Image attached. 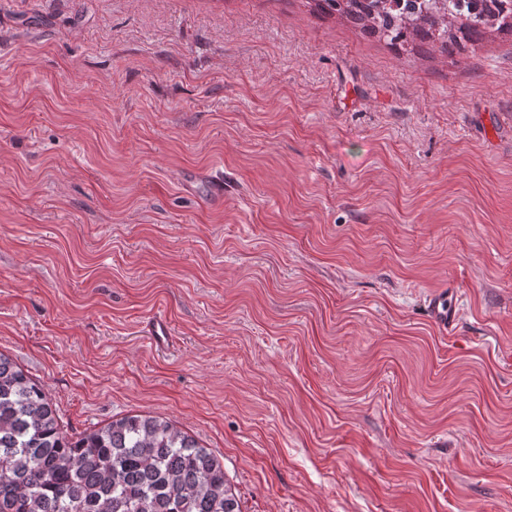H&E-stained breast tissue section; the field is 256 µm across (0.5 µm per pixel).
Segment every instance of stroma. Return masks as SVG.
I'll return each instance as SVG.
<instances>
[{
  "mask_svg": "<svg viewBox=\"0 0 512 512\" xmlns=\"http://www.w3.org/2000/svg\"><path fill=\"white\" fill-rule=\"evenodd\" d=\"M0 353L67 433L172 420L241 512H512V31L0 0ZM428 308L433 322L447 334L456 327L454 309L448 303V295H438L429 300Z\"/></svg>",
  "mask_w": 512,
  "mask_h": 512,
  "instance_id": "obj_1",
  "label": "stroma"
}]
</instances>
